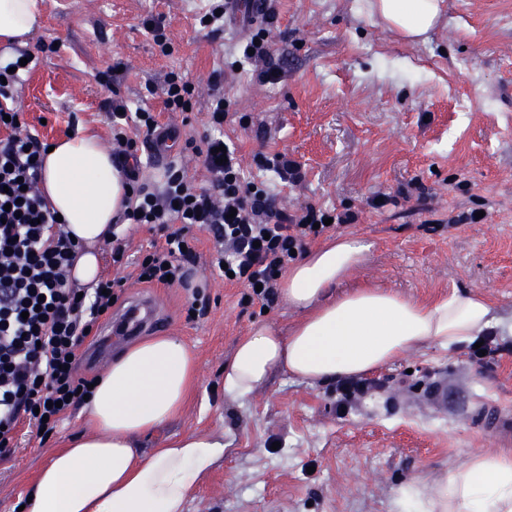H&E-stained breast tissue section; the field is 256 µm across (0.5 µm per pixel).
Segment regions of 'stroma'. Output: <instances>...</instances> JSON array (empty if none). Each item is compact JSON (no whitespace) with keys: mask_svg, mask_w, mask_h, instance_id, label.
Segmentation results:
<instances>
[{"mask_svg":"<svg viewBox=\"0 0 512 512\" xmlns=\"http://www.w3.org/2000/svg\"><path fill=\"white\" fill-rule=\"evenodd\" d=\"M209 0H40L44 25L28 40L35 65L15 104L32 132L51 143L69 133L112 137L110 105L148 106L178 142L208 134L213 71L224 73V136L244 170L275 204L311 203L354 214L337 227L374 248L352 282L431 301L452 291L484 294L512 321V0H446L442 23L408 43L372 19L363 0H264L275 17L267 39L278 73L264 80L242 62L251 26L225 21L203 30ZM162 20L170 52L147 20ZM195 87L188 112L164 109L170 73ZM280 153L296 181L259 169ZM388 202L374 207V197ZM210 299L187 315L189 291L127 281L120 315L152 296L162 318L150 335L175 334L195 353L199 383L182 414L145 437L143 449L189 431L223 435V460L202 478L185 512H395L398 490L432 480L470 457L499 450L475 427L482 407L512 413V354L491 368L469 348L406 353L376 373L381 387L346 411L336 386L274 376L247 398H226L224 361L257 322L288 331L298 315L283 301L268 312L208 264L192 272ZM73 411L48 439L19 427L0 462V512H16L26 484L52 451L82 430Z\"/></svg>","mask_w":512,"mask_h":512,"instance_id":"35a3bbf8","label":"stroma"}]
</instances>
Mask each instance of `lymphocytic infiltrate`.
Segmentation results:
<instances>
[{"label":"lymphocytic infiltrate","instance_id":"obj_1","mask_svg":"<svg viewBox=\"0 0 512 512\" xmlns=\"http://www.w3.org/2000/svg\"><path fill=\"white\" fill-rule=\"evenodd\" d=\"M19 79V71L0 67V460L13 454L20 424L53 432L82 403L91 383L77 373L82 348L99 336L101 321L127 280L103 277L84 292L70 283L81 246L39 189L48 146L14 104L10 87ZM210 84L214 133L199 150L211 176L206 188L192 185L173 163L160 184L140 182L138 170L128 167L138 148L125 123L133 121L149 137L159 127L158 117L146 107L128 115L122 102H113L112 157L126 165L131 188L122 218L149 225L162 240L152 243L145 257L133 259L120 239H113L110 258L147 285L169 280L184 285L200 257L197 234L204 231L213 239L210 263L220 277L246 288L248 302L266 306L276 300L293 253L319 237L327 213L312 205L294 213L276 208L271 194L244 177L235 147L225 145L220 133L227 116L222 73H213Z\"/></svg>","mask_w":512,"mask_h":512}]
</instances>
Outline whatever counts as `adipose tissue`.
Here are the masks:
<instances>
[{"label":"adipose tissue","instance_id":"obj_1","mask_svg":"<svg viewBox=\"0 0 512 512\" xmlns=\"http://www.w3.org/2000/svg\"><path fill=\"white\" fill-rule=\"evenodd\" d=\"M400 37L413 40L439 21L444 0H368ZM42 18L38 0H0V42H26ZM43 157L42 187L82 251L71 271L95 287L98 248L126 201L124 177L94 133L54 141ZM371 246L339 236L289 266L280 293L301 311L288 332L254 325L224 365V394L242 398L278 372L312 383L361 377L410 349L451 348L508 327L482 295L456 291L431 303L362 284L341 294ZM198 382L196 362L178 337L154 336L120 353L83 403L85 430L51 454L27 494L23 512H185L200 479L224 457V438L167 437L143 452L142 440L181 414ZM397 512H512V455H476L449 475L413 481Z\"/></svg>","mask_w":512,"mask_h":512}]
</instances>
